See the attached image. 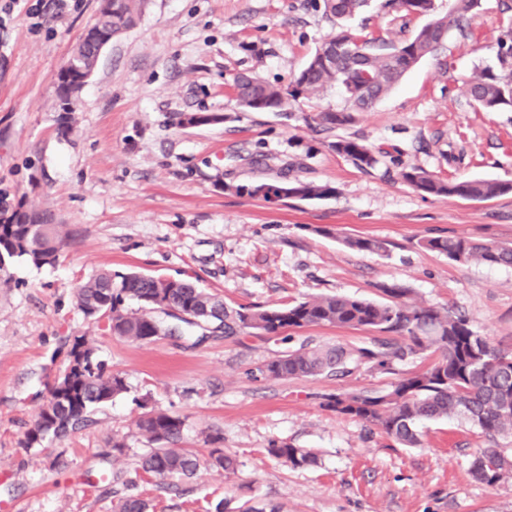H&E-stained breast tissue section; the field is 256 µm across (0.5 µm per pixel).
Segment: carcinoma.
Here are the masks:
<instances>
[{
    "label": "carcinoma",
    "mask_w": 512,
    "mask_h": 512,
    "mask_svg": "<svg viewBox=\"0 0 512 512\" xmlns=\"http://www.w3.org/2000/svg\"><path fill=\"white\" fill-rule=\"evenodd\" d=\"M327 14L342 22L359 14L369 0H323ZM116 9L102 7L89 34L120 35L133 23L137 0H115ZM478 0H454V7L399 42L367 38L344 24L318 46L293 82L283 89L253 76L236 79L239 104L254 112H286L289 99L300 95L319 97L329 88L342 89L347 107L328 109L317 120L328 129L346 126L355 113L368 111L390 92L415 64L433 55L448 30L462 29ZM69 61L87 69L96 64V46L79 41ZM498 73L482 71L460 91L470 105L487 111L512 108V44L500 46ZM81 89L58 84L61 128L74 123L72 98ZM336 152L357 167L373 168L383 152L356 139L335 142ZM401 177L423 195L491 199L512 191V184L486 179L442 180L425 169L412 166ZM238 190L263 198L285 190L295 197H323L326 186L295 182L240 186ZM75 231L64 229L44 210L0 191V251L7 260H21L35 267L54 265ZM343 243L359 251L380 252L384 243L371 238L348 237ZM422 246L462 263L512 265V246H501L465 237H434ZM381 301L356 296L318 295L276 307H232L218 296L182 278L151 276L140 272L114 273L102 270L78 288V307L86 317L107 319L111 334L148 343L180 333L186 324L201 330V339L241 335L249 330L279 336L287 329L332 326L363 329L372 333L360 344L293 347L258 368L263 378L289 379L342 376L361 364L390 373L394 365L409 359L434 356L424 368L401 377L390 388L339 392L324 396L322 407L373 426L398 444L422 445L420 425L427 421L465 416L489 441L471 465L473 477L495 487L512 476V460L499 448L497 439L512 436V352L478 335L466 317L448 309L419 304L409 298L410 289L396 283L380 286ZM131 300L138 308L129 309ZM64 394L42 407L33 426L25 433L24 445H42L48 439H63L85 427L91 416L112 398L126 391L124 378L109 371L97 349L84 336H75L57 373ZM186 418L151 408L135 421L136 434L149 448L141 455L136 474L167 479L193 476L200 466L190 450L181 447ZM212 445L208 465L226 474L238 468L235 457L218 447V434L207 436ZM267 454L294 468L318 465L311 450L285 442H273ZM148 504L130 494L119 504V512H147Z\"/></svg>",
    "instance_id": "1"
}]
</instances>
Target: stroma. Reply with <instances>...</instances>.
I'll list each match as a JSON object with an SVG mask.
<instances>
[{
    "mask_svg": "<svg viewBox=\"0 0 512 512\" xmlns=\"http://www.w3.org/2000/svg\"><path fill=\"white\" fill-rule=\"evenodd\" d=\"M99 0H67L0 27V191L25 197L75 228L55 266L8 263L0 271V503L12 512H116L146 440L145 407L186 419L184 446L206 457L221 433L236 474L200 469L172 482L144 477L137 494L152 512H512V480L477 482L470 464L485 437L461 418L422 426L405 448L361 421L321 407L322 395L389 388L396 373L365 367L341 378L257 379L263 361L308 340L357 344L362 330L312 326L291 339L250 333L134 342L84 318L77 289L104 267L190 278L231 306H276L321 294L378 300L381 284L412 290L423 305L464 314L474 330L512 351V267L458 263L422 247L432 237L512 244V192L487 200L437 197L401 177L420 166L444 179L512 183V110L487 112L459 97L483 70H498L512 39V0H482L464 30L410 69L356 122L335 130L314 115L342 109L330 88L299 97L288 113L248 112L234 80L249 73L288 86L336 23L323 0H147L134 25L102 51L59 126L57 75L98 17ZM425 17L369 0L352 28L387 41ZM221 123L180 126L187 113ZM358 139L384 150L361 169L333 147ZM306 182L321 199L267 201L239 186ZM348 237L383 240L358 251ZM88 337L126 392L63 440L25 447L68 339ZM127 445L112 451L113 441ZM315 452L294 468L269 457L271 442Z\"/></svg>",
    "mask_w": 512,
    "mask_h": 512,
    "instance_id": "35a3bbf8",
    "label": "stroma"
}]
</instances>
